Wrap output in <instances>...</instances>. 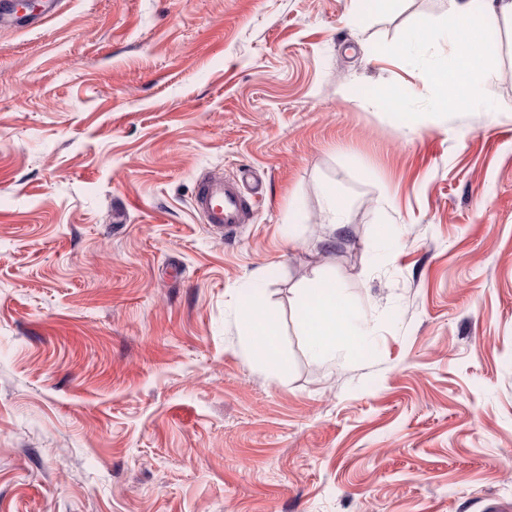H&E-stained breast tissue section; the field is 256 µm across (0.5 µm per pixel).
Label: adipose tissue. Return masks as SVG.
Here are the masks:
<instances>
[{"mask_svg":"<svg viewBox=\"0 0 512 512\" xmlns=\"http://www.w3.org/2000/svg\"><path fill=\"white\" fill-rule=\"evenodd\" d=\"M500 16L512 19V0H448L446 36L453 53L419 73L421 83L435 93V109L471 108L478 94L493 99L491 85L478 84L477 77L494 67V60L485 54L484 47L490 39L493 21ZM264 308L261 291L252 292L243 306L245 330L260 331L262 341L257 351L274 363L278 360V331L272 320L258 321L257 316ZM298 314L307 344L319 356L335 355L338 345L350 343L363 333L342 292L331 281L318 280L300 289Z\"/></svg>","mask_w":512,"mask_h":512,"instance_id":"obj_1","label":"adipose tissue"}]
</instances>
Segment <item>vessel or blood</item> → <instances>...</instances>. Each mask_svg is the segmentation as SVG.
<instances>
[{
  "label": "vessel or blood",
  "instance_id": "vessel-or-blood-1",
  "mask_svg": "<svg viewBox=\"0 0 512 512\" xmlns=\"http://www.w3.org/2000/svg\"><path fill=\"white\" fill-rule=\"evenodd\" d=\"M259 189L244 190L239 179L220 175H203L195 184L193 204L204 223L233 235L263 202Z\"/></svg>",
  "mask_w": 512,
  "mask_h": 512
}]
</instances>
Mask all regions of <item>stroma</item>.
Wrapping results in <instances>:
<instances>
[{
	"mask_svg": "<svg viewBox=\"0 0 512 512\" xmlns=\"http://www.w3.org/2000/svg\"><path fill=\"white\" fill-rule=\"evenodd\" d=\"M447 12L34 0L0 28V512L512 503V20L493 105L437 114ZM208 170L265 193L229 239L192 206ZM318 278L368 331L332 360L297 312ZM265 309L264 298L260 291V289H254L249 296V298L245 301L243 306L246 324V336L254 335L253 331L255 329H259L264 323L262 327V341L257 347V352L267 358L268 361L272 363L279 362L278 353H277V336L278 331L274 322L270 320V318L266 317L262 320L257 321L256 316L261 313Z\"/></svg>",
	"mask_w": 512,
	"mask_h": 512,
	"instance_id": "1",
	"label": "stroma"
}]
</instances>
